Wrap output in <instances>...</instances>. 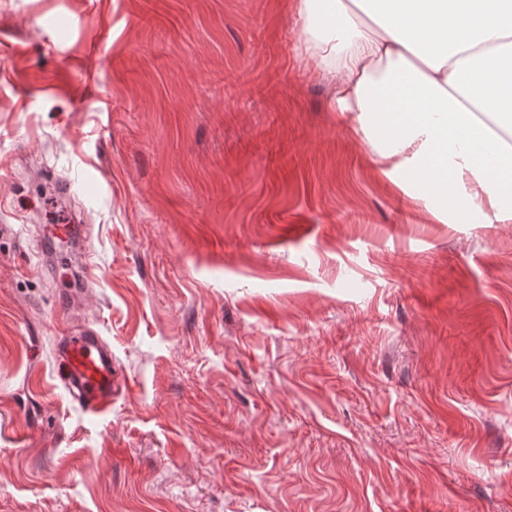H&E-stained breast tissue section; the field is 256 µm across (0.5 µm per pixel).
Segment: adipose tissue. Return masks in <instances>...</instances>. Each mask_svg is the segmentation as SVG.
<instances>
[{
	"mask_svg": "<svg viewBox=\"0 0 512 512\" xmlns=\"http://www.w3.org/2000/svg\"><path fill=\"white\" fill-rule=\"evenodd\" d=\"M301 53L384 173L444 216L512 223V0H296Z\"/></svg>",
	"mask_w": 512,
	"mask_h": 512,
	"instance_id": "adipose-tissue-1",
	"label": "adipose tissue"
}]
</instances>
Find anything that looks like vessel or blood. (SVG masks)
<instances>
[{"mask_svg": "<svg viewBox=\"0 0 512 512\" xmlns=\"http://www.w3.org/2000/svg\"><path fill=\"white\" fill-rule=\"evenodd\" d=\"M55 361L62 388L87 414L111 409L112 348L96 330H69L57 343Z\"/></svg>", "mask_w": 512, "mask_h": 512, "instance_id": "vessel-or-blood-1", "label": "vessel or blood"}]
</instances>
